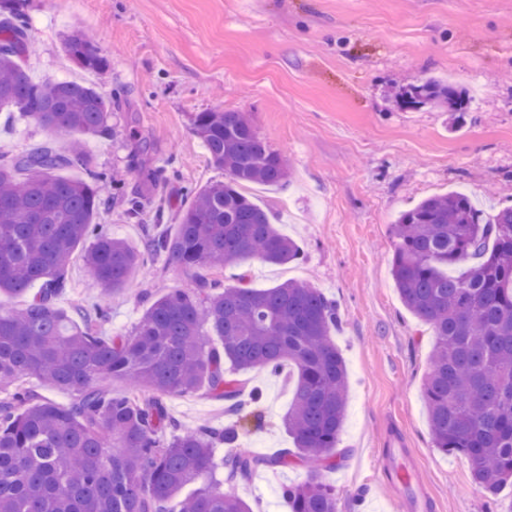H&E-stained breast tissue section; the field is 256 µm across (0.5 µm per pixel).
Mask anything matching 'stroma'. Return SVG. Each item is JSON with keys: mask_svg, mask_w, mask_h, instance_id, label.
<instances>
[{"mask_svg": "<svg viewBox=\"0 0 512 512\" xmlns=\"http://www.w3.org/2000/svg\"><path fill=\"white\" fill-rule=\"evenodd\" d=\"M23 9L34 79L76 80L106 96L126 92L110 119L114 136L84 144L93 167L122 175L95 217L110 234L140 244L144 227L126 218L122 200L142 186L143 170L173 161L175 175L154 191L172 217L185 188L223 180L193 133L197 113H250L286 160L289 183L252 184L247 193L300 244V258L272 265L253 257L215 276L254 288L304 281L336 302L346 417L337 465L320 476L335 487L339 512H394L386 467L397 437L428 512H512V486L488 497L465 456L436 448L423 395L435 338L403 305L390 274L393 223L421 200L461 189L489 213L512 205V0H24ZM76 27L107 57L103 71H85L65 52ZM430 78L471 95L470 108L402 107L401 94ZM44 137L34 122L0 112L1 152ZM136 143L145 148L143 168L131 171ZM68 279L60 309L99 301L81 257ZM193 286V271L149 260L112 294L102 335L130 332L146 297ZM236 377L244 392L261 394V421L247 423L240 447L268 458L292 448L283 426L292 388L283 375L250 369ZM167 405L185 430L230 420L204 389ZM309 473L300 464L263 467L232 489L251 512H289L282 487Z\"/></svg>", "mask_w": 512, "mask_h": 512, "instance_id": "stroma-1", "label": "stroma"}]
</instances>
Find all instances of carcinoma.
I'll list each match as a JSON object with an SVG mask.
<instances>
[{"instance_id": "1", "label": "carcinoma", "mask_w": 512, "mask_h": 512, "mask_svg": "<svg viewBox=\"0 0 512 512\" xmlns=\"http://www.w3.org/2000/svg\"><path fill=\"white\" fill-rule=\"evenodd\" d=\"M22 2L0 0V109L35 121L48 138L0 154V295L38 287L25 307L0 306V389L8 392L0 400V512H250L234 492L211 486L179 497L213 468L216 441L232 449L224 457L229 482L261 466H335L347 365L333 339L336 303L310 284L224 288L199 276L195 288L149 302L133 331L113 337L99 332L106 303L72 314L56 307L75 251L89 238L84 262L107 294L158 256L193 270L250 256L287 264L300 247L244 192L289 179L287 163L245 112L195 116L194 133L227 178L185 191L174 235L156 233L136 248L105 233L94 217L108 174L79 144L61 151L55 138L108 135L121 92L108 98L74 81L34 80ZM65 48L84 69L107 67L83 29L67 35ZM434 100L458 112L469 106L465 94L433 79L402 97L407 108ZM71 167L85 177L58 175ZM146 202L143 191L127 197V218L140 219ZM394 233L393 283L435 336L423 388L435 447L468 458L474 482L496 494L512 482V205L486 216L461 191L434 195L401 212ZM226 360L239 370L293 369L283 424L294 449L273 458L240 450L238 424L178 429L166 398L203 386L229 415L244 416ZM30 374L76 392L75 400L65 407L23 390L19 379ZM115 378L128 383L127 393L105 385ZM283 495L291 512H339L335 489L316 470Z\"/></svg>"}]
</instances>
